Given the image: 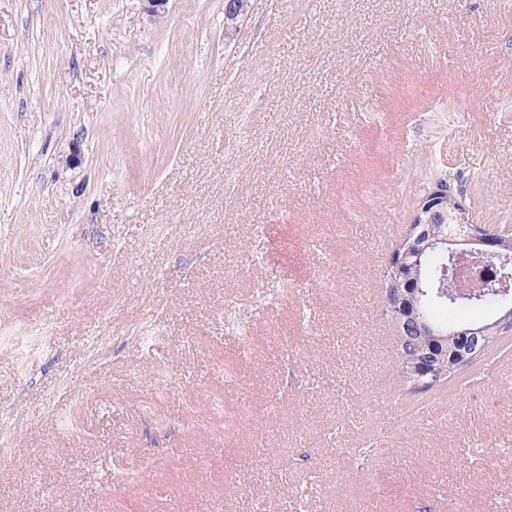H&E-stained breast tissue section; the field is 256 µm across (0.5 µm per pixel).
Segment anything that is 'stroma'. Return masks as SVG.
Listing matches in <instances>:
<instances>
[{"label": "stroma", "instance_id": "1", "mask_svg": "<svg viewBox=\"0 0 512 512\" xmlns=\"http://www.w3.org/2000/svg\"><path fill=\"white\" fill-rule=\"evenodd\" d=\"M495 99L503 0H0V512H512V350L406 393L382 288L440 166L512 225Z\"/></svg>", "mask_w": 512, "mask_h": 512}]
</instances>
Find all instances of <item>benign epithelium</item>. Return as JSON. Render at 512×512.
<instances>
[{"label":"benign epithelium","instance_id":"7a95c632","mask_svg":"<svg viewBox=\"0 0 512 512\" xmlns=\"http://www.w3.org/2000/svg\"><path fill=\"white\" fill-rule=\"evenodd\" d=\"M248 0H224V19L235 21L245 14ZM450 183L434 180L427 186L428 193L420 196L412 213L411 225L406 248L417 257L427 251L442 249L448 252V260L453 271L456 294L470 296L474 289L481 287L499 288L507 295L512 292L509 277H493L496 266H505L508 256L502 254L503 240L507 239L499 228L488 224H479L474 220L470 210L458 202L455 210L458 222L466 225L465 232L457 237H450L443 229L433 232L425 225L429 221L427 201H438L442 195L448 196ZM420 290L393 299L386 297V312L390 314L397 328L398 340L413 333L421 336H442L447 334L456 337L455 344L444 350L426 352L413 359L408 373L414 377L426 378L435 372L447 374L444 367L453 366L456 360L464 361L475 356L474 347L479 340L486 339L490 332L495 331L504 336L512 332V308L504 306L497 317L489 325H462L444 333L422 321L417 316Z\"/></svg>","mask_w":512,"mask_h":512}]
</instances>
